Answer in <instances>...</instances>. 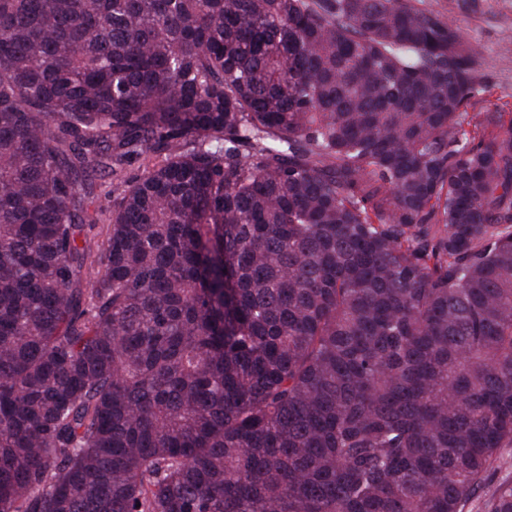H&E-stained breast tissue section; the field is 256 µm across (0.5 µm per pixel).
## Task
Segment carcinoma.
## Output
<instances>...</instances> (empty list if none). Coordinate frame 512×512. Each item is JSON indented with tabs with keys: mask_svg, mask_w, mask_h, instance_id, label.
Masks as SVG:
<instances>
[{
	"mask_svg": "<svg viewBox=\"0 0 512 512\" xmlns=\"http://www.w3.org/2000/svg\"><path fill=\"white\" fill-rule=\"evenodd\" d=\"M482 67L416 0H0V512H465L512 453Z\"/></svg>",
	"mask_w": 512,
	"mask_h": 512,
	"instance_id": "obj_1",
	"label": "carcinoma"
}]
</instances>
